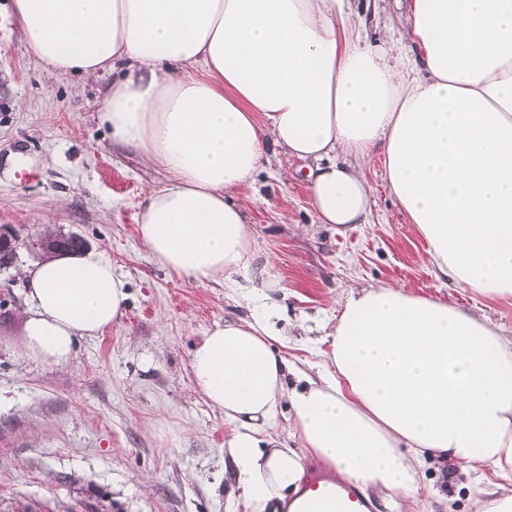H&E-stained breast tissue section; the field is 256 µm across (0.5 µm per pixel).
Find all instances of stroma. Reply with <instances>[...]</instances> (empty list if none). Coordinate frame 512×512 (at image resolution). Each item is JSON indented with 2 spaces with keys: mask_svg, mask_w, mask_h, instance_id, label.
Returning <instances> with one entry per match:
<instances>
[{
  "mask_svg": "<svg viewBox=\"0 0 512 512\" xmlns=\"http://www.w3.org/2000/svg\"><path fill=\"white\" fill-rule=\"evenodd\" d=\"M110 77L50 79L24 43L12 0H0V225L17 230L6 272L13 317L0 324V512H229L224 415L194 387L193 347L217 322L248 317L246 300L222 285L158 265L137 213L145 187L167 173L116 148L99 111ZM365 166L372 221L346 232L319 223L308 169L283 152L248 196L250 267L271 276L269 294L292 324L284 353L297 365L328 350L337 297L395 284L480 315L512 337V298L492 300L448 286L431 264L382 178ZM287 180H280L281 171ZM47 232L77 233L130 283L123 317L83 339L72 360L22 356V272L42 261ZM426 483L446 486L456 512H478L464 475L434 461Z\"/></svg>",
  "mask_w": 512,
  "mask_h": 512,
  "instance_id": "obj_1",
  "label": "stroma"
}]
</instances>
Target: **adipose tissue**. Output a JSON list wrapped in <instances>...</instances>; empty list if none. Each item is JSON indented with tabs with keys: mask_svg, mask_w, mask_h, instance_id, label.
Here are the masks:
<instances>
[{
	"mask_svg": "<svg viewBox=\"0 0 512 512\" xmlns=\"http://www.w3.org/2000/svg\"><path fill=\"white\" fill-rule=\"evenodd\" d=\"M399 9L373 42L366 14ZM49 74L111 75L100 119L114 146L169 175L144 191L154 261L241 294L250 317L194 346L195 388L231 427L232 502L301 512L306 454L337 480L423 512L434 460L470 475L483 512H512V338L436 297L350 291L311 376L278 349V306L250 286L241 187L271 149L307 163L320 223H370L364 163L430 262L456 287L512 298V0H13ZM21 352L68 363L123 315L131 292L89 249L24 270ZM290 410L285 439L274 431Z\"/></svg>",
	"mask_w": 512,
	"mask_h": 512,
	"instance_id": "1",
	"label": "adipose tissue"
}]
</instances>
